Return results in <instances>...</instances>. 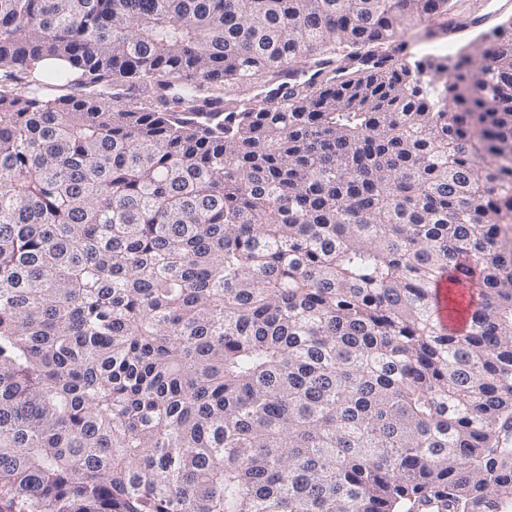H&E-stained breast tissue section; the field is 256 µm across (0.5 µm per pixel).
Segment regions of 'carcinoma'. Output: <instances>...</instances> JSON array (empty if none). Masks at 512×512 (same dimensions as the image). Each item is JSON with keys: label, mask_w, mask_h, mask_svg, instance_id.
Masks as SVG:
<instances>
[{"label": "carcinoma", "mask_w": 512, "mask_h": 512, "mask_svg": "<svg viewBox=\"0 0 512 512\" xmlns=\"http://www.w3.org/2000/svg\"><path fill=\"white\" fill-rule=\"evenodd\" d=\"M453 8L0 0V512H512V22L397 60ZM446 277L440 282L439 285V295L442 294L444 301L442 302V307L440 310V321L444 327L448 325L450 328H453L452 323L457 320V317L466 315V300L460 297V295L453 296L456 299L455 303L450 305L448 309V301L446 297L448 296ZM454 307V309H452ZM454 329V328H453Z\"/></svg>", "instance_id": "carcinoma-1"}]
</instances>
